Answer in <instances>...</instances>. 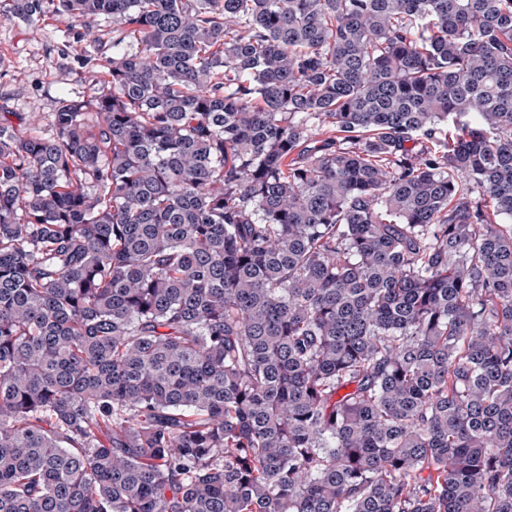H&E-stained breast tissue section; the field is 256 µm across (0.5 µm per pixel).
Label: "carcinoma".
Wrapping results in <instances>:
<instances>
[{"instance_id": "carcinoma-1", "label": "carcinoma", "mask_w": 512, "mask_h": 512, "mask_svg": "<svg viewBox=\"0 0 512 512\" xmlns=\"http://www.w3.org/2000/svg\"><path fill=\"white\" fill-rule=\"evenodd\" d=\"M50 14L112 54L0 113V512H512V0Z\"/></svg>"}]
</instances>
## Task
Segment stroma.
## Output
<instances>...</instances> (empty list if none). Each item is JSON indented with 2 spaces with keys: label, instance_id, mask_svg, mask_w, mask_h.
I'll return each instance as SVG.
<instances>
[{
  "label": "stroma",
  "instance_id": "obj_1",
  "mask_svg": "<svg viewBox=\"0 0 512 512\" xmlns=\"http://www.w3.org/2000/svg\"><path fill=\"white\" fill-rule=\"evenodd\" d=\"M111 29L105 17L50 16L34 24L0 19V109L48 113L63 95L90 96L83 60L99 50L111 53V46L94 43Z\"/></svg>",
  "mask_w": 512,
  "mask_h": 512
}]
</instances>
